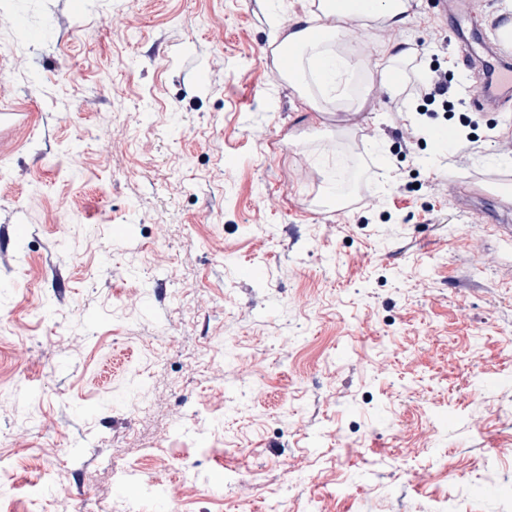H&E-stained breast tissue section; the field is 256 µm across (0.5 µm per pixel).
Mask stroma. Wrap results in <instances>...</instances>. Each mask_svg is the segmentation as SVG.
Returning a JSON list of instances; mask_svg holds the SVG:
<instances>
[{
    "instance_id": "35a3bbf8",
    "label": "stroma",
    "mask_w": 512,
    "mask_h": 512,
    "mask_svg": "<svg viewBox=\"0 0 512 512\" xmlns=\"http://www.w3.org/2000/svg\"><path fill=\"white\" fill-rule=\"evenodd\" d=\"M15 13L0 512H158L155 481L178 512H512V238L472 252L512 104L476 113L467 164L400 148L396 110L459 123L406 109L417 44L455 34L435 0L391 28L397 91L363 70L357 107L276 77L271 20L301 0H0Z\"/></svg>"
}]
</instances>
